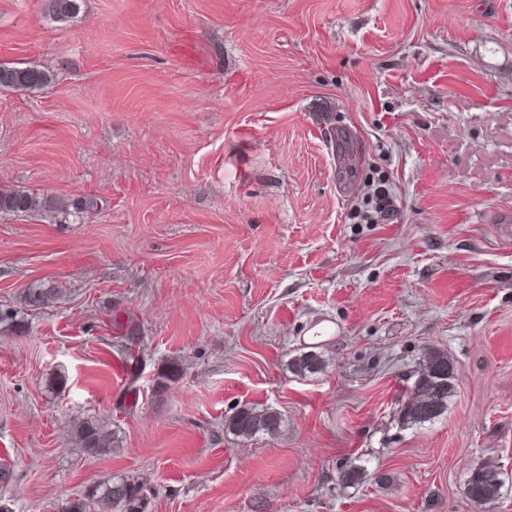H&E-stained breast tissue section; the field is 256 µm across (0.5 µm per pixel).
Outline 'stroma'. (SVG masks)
I'll list each match as a JSON object with an SVG mask.
<instances>
[{
  "instance_id": "stroma-1",
  "label": "stroma",
  "mask_w": 512,
  "mask_h": 512,
  "mask_svg": "<svg viewBox=\"0 0 512 512\" xmlns=\"http://www.w3.org/2000/svg\"><path fill=\"white\" fill-rule=\"evenodd\" d=\"M79 5L0 0V62L51 75L0 90V186L73 206L0 212V504L123 475L147 512H475L491 460L512 512V0ZM429 347L457 391L404 428ZM245 404L279 433H225ZM355 458L387 484L342 485ZM326 367V360L321 352L308 350L300 353L288 362V369L295 375L306 376L322 372ZM75 435L82 448L94 454L111 451L113 440L105 426L92 421H82L75 426ZM502 471L498 467L481 464L470 470L466 480V494L480 511L494 504L504 485Z\"/></svg>"
}]
</instances>
